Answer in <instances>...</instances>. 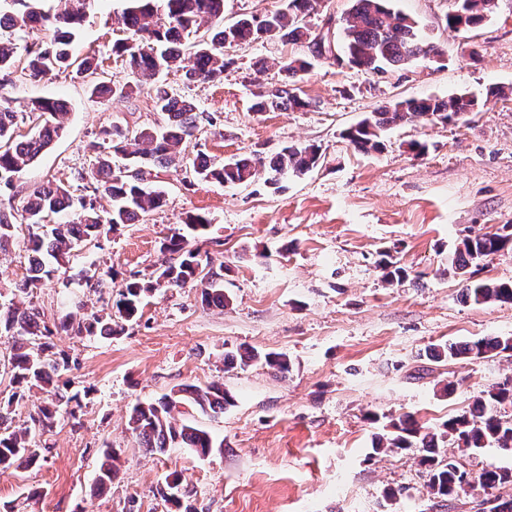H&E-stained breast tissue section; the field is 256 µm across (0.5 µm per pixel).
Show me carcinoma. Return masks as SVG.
Wrapping results in <instances>:
<instances>
[{
    "label": "carcinoma",
    "instance_id": "cac0c4a2",
    "mask_svg": "<svg viewBox=\"0 0 512 512\" xmlns=\"http://www.w3.org/2000/svg\"><path fill=\"white\" fill-rule=\"evenodd\" d=\"M41 0H11L14 11L0 12V29H39L49 41L33 44L21 74L30 81L76 66V70L94 74L98 62L93 56L75 58L70 45L82 25L90 0H57L55 8L44 10ZM128 6L118 17V24L128 37L116 40L112 53L121 57L129 73L142 85H150L156 111L166 116L158 128L129 129L111 124L100 131V142L89 178L112 198V212L107 219L96 211L93 201L73 198L70 190L48 182L33 188L26 196L20 216L0 211V252L12 244L19 231L25 229L30 244L27 276L12 292L8 306L0 305V338L10 344L8 363L14 389L0 398V470L11 467L32 468L42 459L43 449L29 428H10L7 415L13 406L26 399V392L37 388L46 395L32 421L38 432L53 429L61 417H76L82 408L79 393L61 381V376L77 364V359L55 351L51 336L56 329L76 336L110 337L133 320L145 296L161 285L183 287L188 283L203 285V301L225 308L231 297L216 274L204 272L198 254L187 248L186 236L175 233L161 243V250L172 261L159 268L156 277L144 282L128 280L118 292L105 315L96 312L70 313L55 327H50L38 308L27 305L21 296L61 267L68 265L81 243L96 239L105 224L116 227L134 224L148 213L161 208L164 192L144 182V168L185 167L197 177L228 185L254 182L264 174L265 186L278 190L290 174H302L315 168L320 160L319 147L288 145L270 159L241 157L220 167L210 164L199 154L187 156L183 143L197 128L200 113L193 102L172 95L160 82V76L182 69V38L203 24H210L207 37L193 45V67L185 71L190 82H210L224 74V45H245L262 39H280L288 43L316 42L317 34L305 23L316 10L318 0H284L282 8L256 19L240 18L224 24V0H127ZM496 0H456L455 9L446 16L449 28H475L492 13ZM342 52L347 63L370 74L386 73L392 67L406 65L419 56L439 57L442 49L427 41L417 22L391 7L389 0H353L343 19ZM309 62L291 59L282 69L293 81L301 79ZM16 69L12 43L0 41V74L10 75ZM478 101L467 94L448 97L409 98L386 105L343 133L349 144L361 153L384 149V133L416 120L426 123H451L474 111ZM311 103L283 85L256 94L255 112L305 110ZM68 104L62 99L43 98L32 102L30 113L35 122L32 134L17 132L19 115L9 104H0V184L13 186L14 177L48 149L63 130L62 118ZM512 249V225L505 224L496 232L469 234L451 258V269L464 283L466 297L480 304L512 303V281L502 282L476 278L480 264L501 251ZM512 352V336H494L462 343H444L432 348L438 361L459 362L490 358ZM224 361L262 362L279 373L289 369L284 354L251 349L242 353L226 351ZM234 404L224 383L214 380L205 386L185 385L162 395L155 401L138 403L128 421L138 447L163 455L171 448H191L205 456L212 448L224 447L212 435L196 427L189 419H179L182 407L221 415ZM512 405V376L493 383L476 397L465 413L443 422L437 429H426L416 418L405 413L389 424L387 433L376 439L375 449L397 453L409 448H422L427 455L421 465L427 470L430 492L447 502L478 485L489 491L512 484V469L488 466L473 475L461 468L456 452L474 453L481 448L512 451V419L504 420L493 413L499 405ZM116 453L106 451L97 470L95 484L100 489L112 485L119 469ZM161 500L177 510L182 507V481L171 473L157 489ZM482 512H512V500L490 496L482 501Z\"/></svg>",
    "mask_w": 512,
    "mask_h": 512
}]
</instances>
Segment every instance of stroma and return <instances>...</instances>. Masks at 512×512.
<instances>
[{
	"label": "stroma",
	"instance_id": "1",
	"mask_svg": "<svg viewBox=\"0 0 512 512\" xmlns=\"http://www.w3.org/2000/svg\"><path fill=\"white\" fill-rule=\"evenodd\" d=\"M126 0H92L72 45L75 57L101 60V74L72 71L31 82L13 75L0 89L32 127L31 103L60 97L69 103L61 136L14 181L0 189V210L22 208L25 194L47 181L74 196L112 208L104 192L86 188L83 174L103 127L132 129L163 122L148 87L126 98L92 96L99 79L127 81L112 52L124 32L116 22ZM438 44L442 59H417L382 76L328 56L314 60L298 86L306 110L252 111L257 87L284 84L292 58L310 55L307 44L261 40L225 46L229 65L221 80L187 82L165 75L175 95L216 119L201 123L188 155L213 164L241 156L269 157L293 143L317 145L319 164L288 176L280 191L262 181L230 186L185 169L151 168L147 179L166 204L135 224L106 230L82 246L69 265L31 289L29 299L59 320L106 304L79 270L112 272L113 287L150 279L165 260L160 246L183 231L190 216L205 215L204 235L190 238L201 263L218 272L230 306L203 304L201 287L157 288L136 319L109 338L54 336L77 357L72 386L88 390L78 418H62L38 437L39 465L0 473V505L14 512H167L157 494L178 472L190 512H479L482 489L440 506L428 492L423 449L375 453L373 438L392 418L412 413L427 427L468 411L474 399L512 374V355L469 362H436L430 347L485 336H512V304L475 305L463 299L461 280L448 263L469 232L512 224V0L475 29L449 30L454 0H393ZM508 94L486 98L489 86ZM479 97L466 120L409 123L387 131L380 153L355 151L343 131L379 107L403 98ZM429 145L417 158L408 146ZM27 235L19 233L0 255V301L9 302L27 274ZM390 252L404 271L389 284L378 265ZM286 354L280 374L262 365L225 364L240 348ZM220 379L235 403L219 417L190 419L221 440L201 456L188 448L143 455L128 428L132 407L186 385ZM451 395H443L445 383ZM120 457L118 478L97 490L104 450ZM405 488L396 501L389 490Z\"/></svg>",
	"mask_w": 512,
	"mask_h": 512
}]
</instances>
